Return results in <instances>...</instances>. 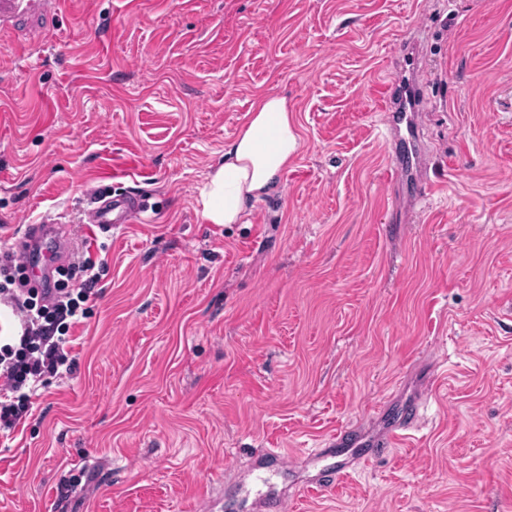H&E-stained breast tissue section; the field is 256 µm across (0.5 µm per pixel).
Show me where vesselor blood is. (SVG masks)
I'll return each instance as SVG.
<instances>
[{
  "instance_id": "vessel-or-blood-1",
  "label": "vessel or blood",
  "mask_w": 512,
  "mask_h": 512,
  "mask_svg": "<svg viewBox=\"0 0 512 512\" xmlns=\"http://www.w3.org/2000/svg\"><path fill=\"white\" fill-rule=\"evenodd\" d=\"M64 0H0V36L15 34L23 27L44 28L61 10ZM405 73L396 81L397 98L390 108L387 127L402 131L403 150L396 154L393 167L397 171L412 169L421 155L418 137V114L427 106V99L418 81L421 63L418 57L403 53ZM142 211L138 195L133 193H111L99 196L85 217V223L94 225L99 233H107L121 224L138 221ZM57 219L48 218L31 225L29 239L31 248H19L18 253L26 262L34 279H41L46 270L52 268L61 253L62 240L57 232ZM422 401H415L380 434L363 437L344 430L333 434L330 446L363 449L364 460H371L375 448H395L415 430Z\"/></svg>"
}]
</instances>
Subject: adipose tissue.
Here are the masks:
<instances>
[{
  "mask_svg": "<svg viewBox=\"0 0 512 512\" xmlns=\"http://www.w3.org/2000/svg\"><path fill=\"white\" fill-rule=\"evenodd\" d=\"M300 136L287 96H257L236 136L224 146L199 191L200 214L209 224H243L253 201L273 192L295 161Z\"/></svg>",
  "mask_w": 512,
  "mask_h": 512,
  "instance_id": "ef3b65f1",
  "label": "adipose tissue"
}]
</instances>
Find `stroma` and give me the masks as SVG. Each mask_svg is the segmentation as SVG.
I'll return each instance as SVG.
<instances>
[{
    "mask_svg": "<svg viewBox=\"0 0 512 512\" xmlns=\"http://www.w3.org/2000/svg\"><path fill=\"white\" fill-rule=\"evenodd\" d=\"M406 43L423 196L385 132ZM263 93L297 160L249 223H205ZM114 189L144 221L83 233ZM47 213L108 267L74 373L0 435V512H253L266 478L288 512H512V0H67L0 41V244ZM427 386L412 439L310 489L306 450Z\"/></svg>",
    "mask_w": 512,
    "mask_h": 512,
    "instance_id": "1",
    "label": "stroma"
}]
</instances>
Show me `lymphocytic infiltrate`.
I'll use <instances>...</instances> for the list:
<instances>
[{
  "instance_id": "lymphocytic-infiltrate-1",
  "label": "lymphocytic infiltrate",
  "mask_w": 512,
  "mask_h": 512,
  "mask_svg": "<svg viewBox=\"0 0 512 512\" xmlns=\"http://www.w3.org/2000/svg\"><path fill=\"white\" fill-rule=\"evenodd\" d=\"M104 257L82 253L58 277L32 283L17 254L0 248V303L19 326L0 343V431H9L32 409L49 377L73 373L70 331L90 315Z\"/></svg>"
}]
</instances>
